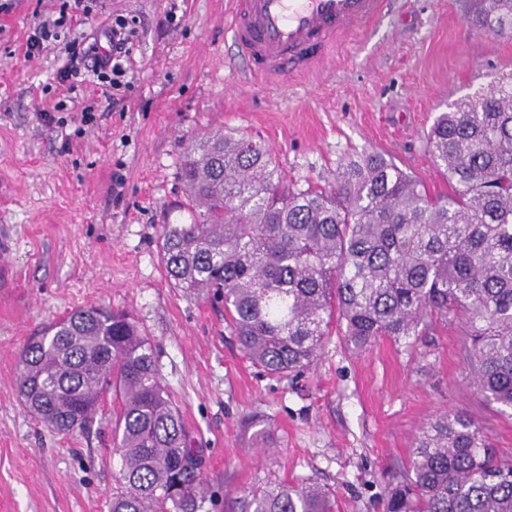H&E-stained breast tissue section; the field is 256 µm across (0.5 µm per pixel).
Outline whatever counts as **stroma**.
I'll list each match as a JSON object with an SVG mask.
<instances>
[{"label": "stroma", "mask_w": 512, "mask_h": 512, "mask_svg": "<svg viewBox=\"0 0 512 512\" xmlns=\"http://www.w3.org/2000/svg\"><path fill=\"white\" fill-rule=\"evenodd\" d=\"M62 2L0 0V512H110L120 469L111 397L63 435L18 396L23 346L86 305L129 314L152 344L216 490L311 478L335 490L336 512H383L420 427L451 409L512 457V418L471 384L460 324L435 321L416 340L381 338L361 353L335 333L312 370L277 380L240 354L223 304L173 287L159 253L163 225L192 221L179 169L191 138L210 131L261 141L300 188L332 185L339 157L368 149L448 194L427 133L449 104L512 73V36L468 24V0H391L319 75L254 81L224 24L229 0H93L61 39L132 20L133 88L84 125L86 98L56 82V51L26 52ZM172 7L173 31L163 24ZM255 413L275 447L245 436L241 421Z\"/></svg>", "instance_id": "35a3bbf8"}]
</instances>
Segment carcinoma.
<instances>
[{"instance_id": "obj_1", "label": "carcinoma", "mask_w": 512, "mask_h": 512, "mask_svg": "<svg viewBox=\"0 0 512 512\" xmlns=\"http://www.w3.org/2000/svg\"><path fill=\"white\" fill-rule=\"evenodd\" d=\"M468 22L512 34V0H471ZM428 148L451 192L431 196L414 176L364 150L342 156L328 188L285 183L268 149L214 133L194 141L179 171L189 224H165L159 251L183 294L224 301L243 356L279 378L308 371L337 323L356 352L396 343L433 320L463 322L474 386L512 417V74L448 105ZM30 413L67 434L118 402L121 455L112 512H206L216 506L202 457L129 315L79 307L30 339L17 362ZM243 428L271 448L258 417ZM228 512H336L311 479L224 493ZM384 512H512V457L470 416L423 426L411 464L392 476Z\"/></svg>"}]
</instances>
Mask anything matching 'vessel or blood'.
Wrapping results in <instances>:
<instances>
[{"label": "vessel or blood", "mask_w": 512, "mask_h": 512, "mask_svg": "<svg viewBox=\"0 0 512 512\" xmlns=\"http://www.w3.org/2000/svg\"><path fill=\"white\" fill-rule=\"evenodd\" d=\"M389 0H231L226 24L260 79L315 71L346 37L375 25Z\"/></svg>", "instance_id": "obj_1"}]
</instances>
